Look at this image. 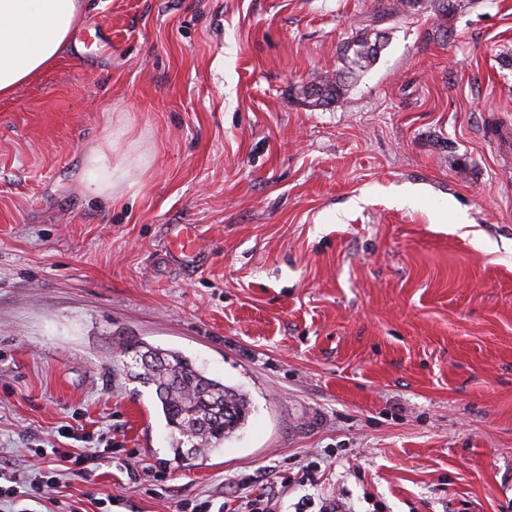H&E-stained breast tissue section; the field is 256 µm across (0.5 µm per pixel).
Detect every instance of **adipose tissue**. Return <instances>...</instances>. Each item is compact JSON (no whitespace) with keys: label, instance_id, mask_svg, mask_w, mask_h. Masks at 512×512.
<instances>
[{"label":"adipose tissue","instance_id":"1","mask_svg":"<svg viewBox=\"0 0 512 512\" xmlns=\"http://www.w3.org/2000/svg\"><path fill=\"white\" fill-rule=\"evenodd\" d=\"M86 0H0V98L53 68L81 25ZM82 178L106 200L122 195L129 182L113 168L105 149L85 157Z\"/></svg>","mask_w":512,"mask_h":512}]
</instances>
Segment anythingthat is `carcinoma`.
Listing matches in <instances>:
<instances>
[{"label": "carcinoma", "instance_id": "cac0c4a2", "mask_svg": "<svg viewBox=\"0 0 512 512\" xmlns=\"http://www.w3.org/2000/svg\"><path fill=\"white\" fill-rule=\"evenodd\" d=\"M385 36L366 32L348 41L344 65L315 76L295 90L296 98L312 107L340 104L351 87L378 58ZM125 355L144 351L138 344H121ZM151 365L124 364L127 379L154 390L156 402L170 429L173 459L183 462L223 448L224 442L245 425L251 413L242 391L205 375L194 362L176 350L148 349Z\"/></svg>", "mask_w": 512, "mask_h": 512}]
</instances>
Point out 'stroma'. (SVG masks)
<instances>
[{
  "mask_svg": "<svg viewBox=\"0 0 512 512\" xmlns=\"http://www.w3.org/2000/svg\"><path fill=\"white\" fill-rule=\"evenodd\" d=\"M89 0L55 67L0 99V458L109 448L71 512L274 494L278 512H512V0ZM387 41L338 105L295 86ZM97 146L136 193L82 180ZM196 227V256L165 247ZM244 389L180 466L119 341ZM317 462V481L300 468ZM168 474L149 494L130 471Z\"/></svg>",
  "mask_w": 512,
  "mask_h": 512,
  "instance_id": "stroma-1",
  "label": "stroma"
}]
</instances>
